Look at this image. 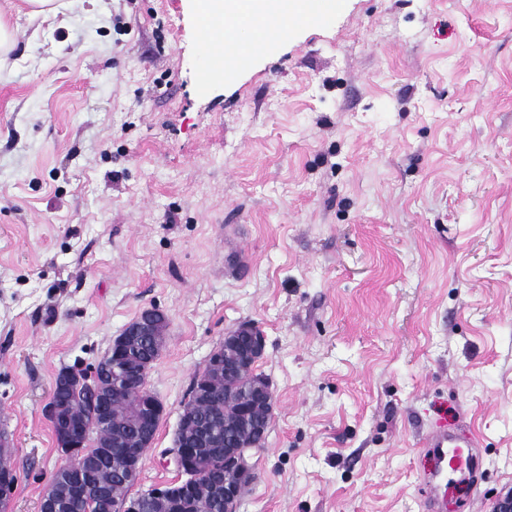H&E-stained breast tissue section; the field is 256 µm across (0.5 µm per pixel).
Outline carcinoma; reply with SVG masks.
I'll return each instance as SVG.
<instances>
[{
  "label": "carcinoma",
  "mask_w": 512,
  "mask_h": 512,
  "mask_svg": "<svg viewBox=\"0 0 512 512\" xmlns=\"http://www.w3.org/2000/svg\"><path fill=\"white\" fill-rule=\"evenodd\" d=\"M167 326L166 317H157L152 335L129 339L121 356L107 350L95 363L89 383L67 392L70 417L88 434L87 491L65 496L58 512H117L121 508L130 487L122 484L119 470L123 461L110 446L123 447V442L138 430L140 409L135 385L146 387L148 375L165 346ZM261 377L254 367L230 377L213 369L204 378L208 398L190 396L181 418V445L195 444L197 425L207 428L210 438L206 446L195 448L196 464L204 471L203 484L196 486L193 498L184 501L181 512H223L211 502L210 487L224 483V447L239 437L237 423L244 389ZM102 384L110 386L106 408L97 393Z\"/></svg>",
  "instance_id": "obj_1"
}]
</instances>
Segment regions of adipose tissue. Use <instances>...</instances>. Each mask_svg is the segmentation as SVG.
<instances>
[{
	"label": "adipose tissue",
	"mask_w": 512,
	"mask_h": 512,
	"mask_svg": "<svg viewBox=\"0 0 512 512\" xmlns=\"http://www.w3.org/2000/svg\"><path fill=\"white\" fill-rule=\"evenodd\" d=\"M194 10L206 43L217 54L242 35L254 39L258 50L269 49L286 37V18L315 17L310 0H194Z\"/></svg>",
	"instance_id": "1"
}]
</instances>
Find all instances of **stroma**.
I'll list each match as a JSON object with an SVG mask.
<instances>
[{
  "instance_id": "obj_1",
  "label": "stroma",
  "mask_w": 512,
  "mask_h": 512,
  "mask_svg": "<svg viewBox=\"0 0 512 512\" xmlns=\"http://www.w3.org/2000/svg\"><path fill=\"white\" fill-rule=\"evenodd\" d=\"M0 0V422L38 512L45 415L149 307L176 479L197 373L254 323L274 392L237 512H422L435 426L512 488V0H340L227 80L191 0ZM242 329L251 330L253 332L252 343L250 345L249 350L244 355H240V358L249 362L258 352H263L265 350V336H263L262 332L258 333L256 331L254 324L242 323L237 327L227 331V333L224 336V342L225 340H227L228 345H234V336H236L238 332Z\"/></svg>"
}]
</instances>
